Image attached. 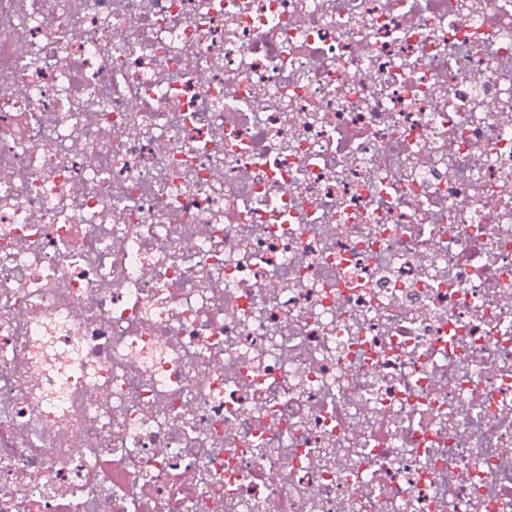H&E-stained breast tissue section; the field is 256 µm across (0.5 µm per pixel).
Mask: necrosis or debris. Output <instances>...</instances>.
<instances>
[{
  "label": "necrosis or debris",
  "instance_id": "1",
  "mask_svg": "<svg viewBox=\"0 0 512 512\" xmlns=\"http://www.w3.org/2000/svg\"><path fill=\"white\" fill-rule=\"evenodd\" d=\"M0 512H512V0H0Z\"/></svg>",
  "mask_w": 512,
  "mask_h": 512
}]
</instances>
